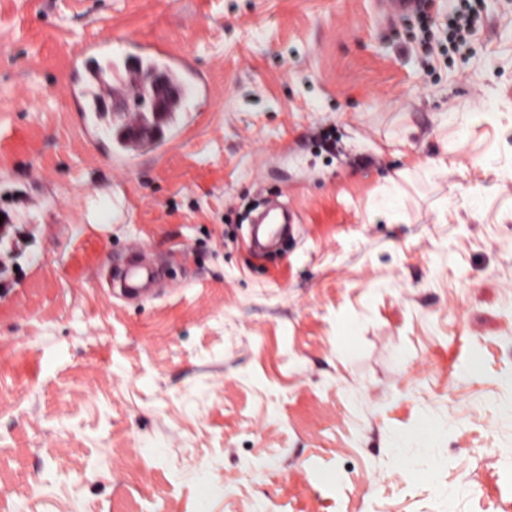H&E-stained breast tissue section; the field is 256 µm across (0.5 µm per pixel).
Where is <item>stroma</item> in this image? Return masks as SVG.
Returning <instances> with one entry per match:
<instances>
[{"label": "stroma", "instance_id": "35a3bbf8", "mask_svg": "<svg viewBox=\"0 0 512 512\" xmlns=\"http://www.w3.org/2000/svg\"><path fill=\"white\" fill-rule=\"evenodd\" d=\"M479 9L426 67L378 0H0V512H512V0ZM131 39L210 120L118 167L66 73ZM139 251L158 296L100 286Z\"/></svg>", "mask_w": 512, "mask_h": 512}]
</instances>
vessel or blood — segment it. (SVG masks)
I'll return each mask as SVG.
<instances>
[{
    "label": "vessel or blood",
    "instance_id": "obj_1",
    "mask_svg": "<svg viewBox=\"0 0 512 512\" xmlns=\"http://www.w3.org/2000/svg\"><path fill=\"white\" fill-rule=\"evenodd\" d=\"M105 44L92 41L71 58L67 86L88 143L96 141V122L103 106L124 113L110 151L116 165H127L150 142L179 143L197 123L184 102L207 100L210 83L187 55L159 43L133 42L120 76L105 80L101 59Z\"/></svg>",
    "mask_w": 512,
    "mask_h": 512
}]
</instances>
